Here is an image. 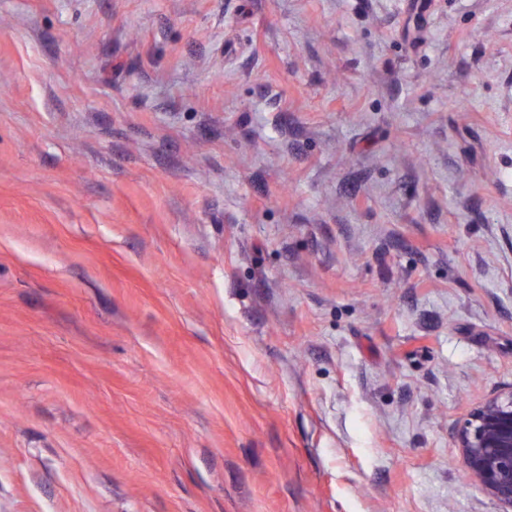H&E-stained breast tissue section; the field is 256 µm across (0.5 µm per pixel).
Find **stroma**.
Instances as JSON below:
<instances>
[{
    "instance_id": "stroma-1",
    "label": "stroma",
    "mask_w": 512,
    "mask_h": 512,
    "mask_svg": "<svg viewBox=\"0 0 512 512\" xmlns=\"http://www.w3.org/2000/svg\"><path fill=\"white\" fill-rule=\"evenodd\" d=\"M512 0H0V512H499ZM457 444L468 478L512 511V388L475 407L463 420Z\"/></svg>"
}]
</instances>
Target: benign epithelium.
I'll return each mask as SVG.
<instances>
[{"label":"benign epithelium","instance_id":"obj_1","mask_svg":"<svg viewBox=\"0 0 512 512\" xmlns=\"http://www.w3.org/2000/svg\"><path fill=\"white\" fill-rule=\"evenodd\" d=\"M457 444L468 478L512 512V388L475 407L463 420Z\"/></svg>","mask_w":512,"mask_h":512}]
</instances>
